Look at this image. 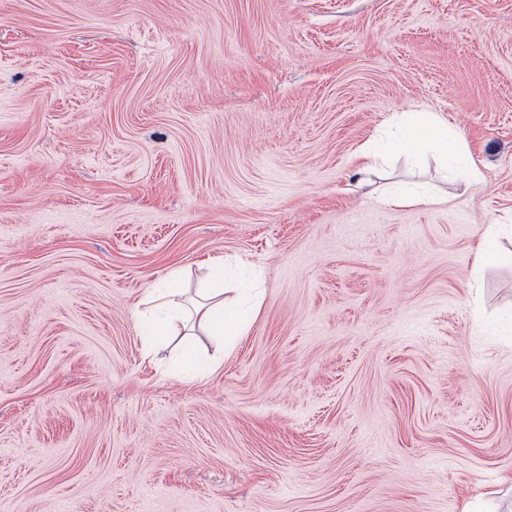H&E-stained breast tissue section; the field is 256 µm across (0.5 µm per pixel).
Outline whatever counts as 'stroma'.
I'll list each match as a JSON object with an SVG mask.
<instances>
[{
    "instance_id": "obj_1",
    "label": "stroma",
    "mask_w": 512,
    "mask_h": 512,
    "mask_svg": "<svg viewBox=\"0 0 512 512\" xmlns=\"http://www.w3.org/2000/svg\"><path fill=\"white\" fill-rule=\"evenodd\" d=\"M431 112L481 173L387 159ZM512 0H0V512H486L512 489ZM263 274L212 374L132 312Z\"/></svg>"
}]
</instances>
